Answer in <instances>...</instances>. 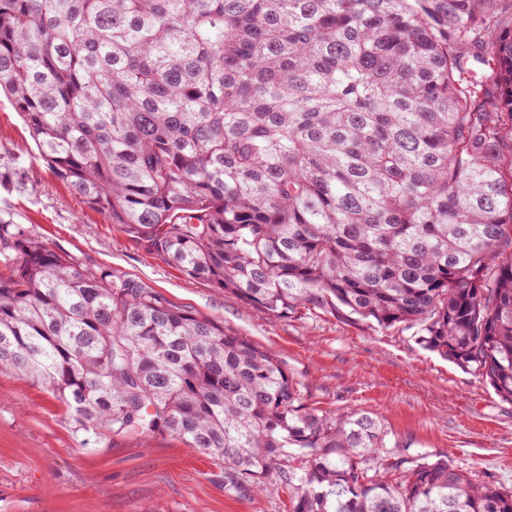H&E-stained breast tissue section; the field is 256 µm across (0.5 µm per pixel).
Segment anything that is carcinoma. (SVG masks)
Returning a JSON list of instances; mask_svg holds the SVG:
<instances>
[{
    "instance_id": "carcinoma-1",
    "label": "carcinoma",
    "mask_w": 512,
    "mask_h": 512,
    "mask_svg": "<svg viewBox=\"0 0 512 512\" xmlns=\"http://www.w3.org/2000/svg\"><path fill=\"white\" fill-rule=\"evenodd\" d=\"M1 92L58 180L187 277L261 315L417 324L512 402V0H0ZM0 264V371L77 434L172 435L292 512H512L2 219Z\"/></svg>"
}]
</instances>
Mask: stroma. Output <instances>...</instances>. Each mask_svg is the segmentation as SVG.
Masks as SVG:
<instances>
[{"label":"stroma","mask_w":512,"mask_h":512,"mask_svg":"<svg viewBox=\"0 0 512 512\" xmlns=\"http://www.w3.org/2000/svg\"><path fill=\"white\" fill-rule=\"evenodd\" d=\"M0 217L97 270L141 281L272 354L321 409L380 417L411 452L512 488V402L414 340V328L329 313L261 316L132 241L59 181L0 98ZM0 512H292L287 486L224 488V464L168 435L80 438L65 406L0 372Z\"/></svg>","instance_id":"stroma-1"}]
</instances>
